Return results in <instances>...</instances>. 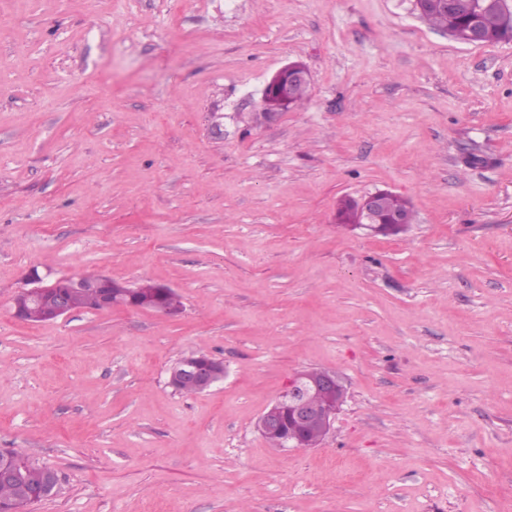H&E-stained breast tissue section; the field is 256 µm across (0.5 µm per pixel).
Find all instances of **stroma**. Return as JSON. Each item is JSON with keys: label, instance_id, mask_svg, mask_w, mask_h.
Segmentation results:
<instances>
[{"label": "stroma", "instance_id": "1", "mask_svg": "<svg viewBox=\"0 0 512 512\" xmlns=\"http://www.w3.org/2000/svg\"><path fill=\"white\" fill-rule=\"evenodd\" d=\"M412 8L0 0V448L60 477L33 512H512V41ZM291 61L308 99L265 116ZM378 190L404 233L337 223ZM33 271L183 307L22 322ZM193 353L224 379L174 392ZM309 368L347 399L273 448L257 422Z\"/></svg>", "mask_w": 512, "mask_h": 512}]
</instances>
